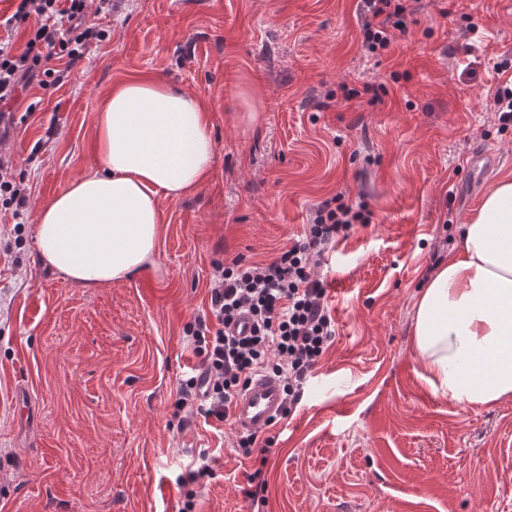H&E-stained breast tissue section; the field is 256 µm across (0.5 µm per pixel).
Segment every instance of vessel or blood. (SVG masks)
Instances as JSON below:
<instances>
[{
	"mask_svg": "<svg viewBox=\"0 0 512 512\" xmlns=\"http://www.w3.org/2000/svg\"><path fill=\"white\" fill-rule=\"evenodd\" d=\"M282 413V382L273 375L255 376L234 402L238 430L255 432L272 425Z\"/></svg>",
	"mask_w": 512,
	"mask_h": 512,
	"instance_id": "obj_1",
	"label": "vessel or blood"
}]
</instances>
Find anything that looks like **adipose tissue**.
<instances>
[{"label":"adipose tissue","mask_w":512,"mask_h":512,"mask_svg":"<svg viewBox=\"0 0 512 512\" xmlns=\"http://www.w3.org/2000/svg\"><path fill=\"white\" fill-rule=\"evenodd\" d=\"M97 168L41 205L39 257L86 287L153 264L161 196L210 176L214 141L203 103L147 77L113 85L97 115ZM420 289L413 336L427 382L481 407L512 397V174L499 178Z\"/></svg>","instance_id":"ef3b65f1"}]
</instances>
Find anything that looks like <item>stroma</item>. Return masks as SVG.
<instances>
[{
  "label": "stroma",
  "mask_w": 512,
  "mask_h": 512,
  "mask_svg": "<svg viewBox=\"0 0 512 512\" xmlns=\"http://www.w3.org/2000/svg\"><path fill=\"white\" fill-rule=\"evenodd\" d=\"M115 2L90 14L109 37L63 83L0 106V159L29 194L20 218L0 212V512H177L202 449L215 477L197 512H251L235 426L172 416L199 364L184 326L215 262L272 260L337 195L371 218L316 270L336 335L300 402L258 433L272 442L260 512H512V398L449 399L413 342L420 288L512 173L494 110L512 0H409L406 33L375 54L359 0ZM135 77L205 103L212 171L162 197L154 265L87 288L39 260L36 214L90 169L100 107ZM366 84L375 104L347 100Z\"/></svg>",
  "instance_id": "1"
}]
</instances>
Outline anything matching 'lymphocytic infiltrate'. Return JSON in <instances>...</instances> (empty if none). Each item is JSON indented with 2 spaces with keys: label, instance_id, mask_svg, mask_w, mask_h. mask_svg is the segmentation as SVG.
<instances>
[{
  "label": "lymphocytic infiltrate",
  "instance_id": "1",
  "mask_svg": "<svg viewBox=\"0 0 512 512\" xmlns=\"http://www.w3.org/2000/svg\"><path fill=\"white\" fill-rule=\"evenodd\" d=\"M362 44L370 53L388 49L403 31L407 0H360ZM88 0H18L0 27L24 29L27 40L15 47L0 40V103L13 98L24 83L62 79L52 59L76 62L91 40L104 31L89 25ZM365 205L345 204L341 197L323 201L302 239L268 263L236 258L216 267L207 313L195 316L184 331L199 360L179 381L174 414L181 424L195 417L227 421L235 398L259 372L280 377L287 405L298 402L308 377L330 346L335 321L327 289L314 272L337 237L366 225ZM252 323L249 335L230 329L241 317Z\"/></svg>",
  "mask_w": 512,
  "mask_h": 512
}]
</instances>
